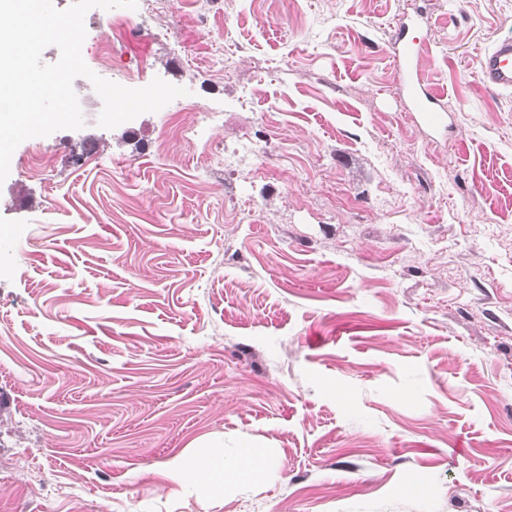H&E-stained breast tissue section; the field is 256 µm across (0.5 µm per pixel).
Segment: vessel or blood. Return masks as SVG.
Listing matches in <instances>:
<instances>
[{
  "mask_svg": "<svg viewBox=\"0 0 512 512\" xmlns=\"http://www.w3.org/2000/svg\"><path fill=\"white\" fill-rule=\"evenodd\" d=\"M399 42L401 50L396 55L395 62L415 111L421 113L429 126H442L445 120L442 106L445 93L423 84L417 66L418 42L412 36L408 24H400ZM480 73L488 87L499 91H512V38H500L492 43L481 58Z\"/></svg>",
  "mask_w": 512,
  "mask_h": 512,
  "instance_id": "obj_1",
  "label": "vessel or blood"
}]
</instances>
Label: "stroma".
<instances>
[{"mask_svg":"<svg viewBox=\"0 0 512 512\" xmlns=\"http://www.w3.org/2000/svg\"><path fill=\"white\" fill-rule=\"evenodd\" d=\"M402 22L441 127L410 108ZM84 23L92 71L187 93L105 129L89 92L82 129L12 155L0 512H512V91L479 73L512 0H138ZM245 142L265 164L213 165ZM246 440L278 465L216 496L165 476Z\"/></svg>","mask_w":512,"mask_h":512,"instance_id":"1","label":"stroma"}]
</instances>
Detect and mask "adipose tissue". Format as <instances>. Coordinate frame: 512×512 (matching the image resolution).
Masks as SVG:
<instances>
[{
  "instance_id": "ef3b65f1",
  "label": "adipose tissue",
  "mask_w": 512,
  "mask_h": 512,
  "mask_svg": "<svg viewBox=\"0 0 512 512\" xmlns=\"http://www.w3.org/2000/svg\"><path fill=\"white\" fill-rule=\"evenodd\" d=\"M276 457L252 442H244L233 461L218 458H201L184 453L173 458L167 465L165 476L173 482L192 480L203 492H215L220 482L233 478H253L261 471L274 467Z\"/></svg>"
}]
</instances>
